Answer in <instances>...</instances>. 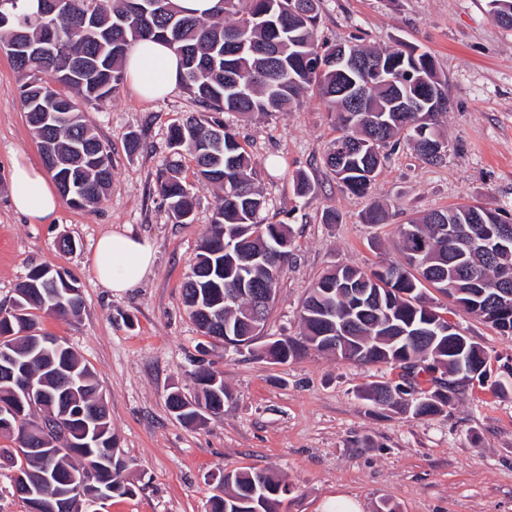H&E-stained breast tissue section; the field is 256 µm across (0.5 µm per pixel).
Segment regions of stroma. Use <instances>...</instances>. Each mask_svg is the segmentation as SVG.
Instances as JSON below:
<instances>
[{"label": "stroma", "mask_w": 512, "mask_h": 512, "mask_svg": "<svg viewBox=\"0 0 512 512\" xmlns=\"http://www.w3.org/2000/svg\"><path fill=\"white\" fill-rule=\"evenodd\" d=\"M318 34L330 43L430 54L450 100L438 117L448 152L431 166L407 144L386 147L382 171L362 197L324 164L337 131L318 96L305 93L292 111L251 121L226 115L254 162L266 198L262 223L288 225L293 236L263 333L237 350L211 344L182 296L217 192L197 182L186 154L190 223H173L154 191L158 170L174 154L170 126L200 110L194 96L179 84L144 101L123 84L110 101L86 106L87 124L111 149V187L98 205L65 202L53 223L32 224L13 210L9 170L16 154L38 165L43 158L19 97L23 77L0 54V308L11 306L36 265L79 285V316L42 315L37 327L78 352L105 397L116 453L128 464L124 477L136 487L134 495L114 496L108 512H211L219 479L243 469L285 477L291 490L279 512H322L336 494L359 512H380L386 502L398 512H512V395L490 390L512 367V336L434 295L491 363L487 383L470 382L450 408L420 418L363 397L370 384L394 378L386 366L313 351L284 364L261 354L268 342L299 335L301 303L324 273L399 259L396 227L408 218L461 203L512 218V30L493 21L485 0H320ZM133 133L141 148L130 155L125 144ZM300 172L315 185L302 197L295 191ZM374 204L385 209L384 223H365ZM329 209L338 223L323 222ZM124 228L149 240L154 263L139 285L116 293L97 283L87 258L100 236ZM64 237L72 249L60 247ZM200 362L223 374L230 396L222 413L186 424L170 412L167 396L175 388L197 396L192 373Z\"/></svg>", "instance_id": "1"}]
</instances>
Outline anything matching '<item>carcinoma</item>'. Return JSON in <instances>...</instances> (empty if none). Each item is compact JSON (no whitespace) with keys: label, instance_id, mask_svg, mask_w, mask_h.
I'll return each mask as SVG.
<instances>
[{"label":"carcinoma","instance_id":"1","mask_svg":"<svg viewBox=\"0 0 512 512\" xmlns=\"http://www.w3.org/2000/svg\"><path fill=\"white\" fill-rule=\"evenodd\" d=\"M156 2L144 15L133 10L130 0H57L54 13L43 17L40 5L29 10L24 0H0V13L8 12L11 19L0 28V46L16 41L51 44V50L18 57L13 65L28 77L20 86V98L39 142H54L57 161L45 165L61 195L77 208L102 201L112 182L111 150L87 126L80 103L101 102L117 92L124 80V59L140 40L163 38L181 56V81L204 111L172 126L169 145L184 148L194 160L197 180L222 192L183 292L202 334L222 337L224 327L236 328L247 304L244 298L224 300L236 280L238 250L264 256L244 275L250 287L274 292L290 250L277 253L273 247L279 238L291 239L292 232L284 225L258 223L265 198L256 185L252 159L220 115L233 112L250 119L288 112L300 104L304 93L316 91L339 132L328 145L324 162L350 192L364 195L380 173L381 148L396 138L407 139L426 163L443 160L448 139L438 115L448 111L449 99L434 98L445 83L427 54L411 48L377 51L348 46L362 66L383 74L362 103L352 104L347 88L364 72H336L338 46L327 45L318 35L320 0H219L217 13L207 19L182 16L174 0ZM486 6L497 24L512 29V0H486ZM232 78L247 82L246 97L227 90ZM48 110L65 112L71 120L58 124L46 116ZM155 191L174 223L190 222L191 185L178 177L177 169L160 171ZM448 225L482 238L495 228L512 226V220L495 210L461 205L398 225L403 261L325 273L302 303L301 337L275 340L263 354L286 363L303 350L325 351L321 336L328 325L318 319L319 309L333 308L336 321L355 319L351 339L339 347L340 358L400 370V381L378 382L366 389L369 401L383 409L409 408L416 417L445 411L457 397L460 368L470 370L469 380L483 382L489 358L432 306L429 289L500 334L512 335V311L496 314L498 297L512 292V281L499 279L503 268L512 269V244L507 250L464 253L438 233ZM329 284L335 291L327 292ZM57 288L67 303L57 316L79 313L83 299L75 281L37 265L16 288L6 316H0V349L22 360L28 381L44 392L18 396L0 386V412L10 422L0 428V437L39 449L20 454L0 448V457L14 470L13 483L25 482L42 501L41 512H54L56 497L73 473L80 476L86 493L108 488L120 496L136 494L123 470L107 461L112 428L93 370L67 344L50 350L73 376L62 399L56 390L58 378L42 370L37 358L41 351L33 349V310L48 311L47 290ZM436 372L442 377H435ZM194 379L201 397L190 401L178 389L167 397L168 408L182 409L176 418L190 424L200 422L197 408L211 409L229 396L224 377L216 370L200 368ZM79 408L101 416L103 430L97 442L85 439L82 419L71 416L65 428L45 431L54 417ZM42 448L49 453L40 452ZM287 492L286 479L268 472L229 473L224 476V496L213 501L212 512H277L280 497Z\"/></svg>","mask_w":512,"mask_h":512}]
</instances>
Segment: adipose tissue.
<instances>
[{"label": "adipose tissue", "mask_w": 512, "mask_h": 512, "mask_svg": "<svg viewBox=\"0 0 512 512\" xmlns=\"http://www.w3.org/2000/svg\"><path fill=\"white\" fill-rule=\"evenodd\" d=\"M180 58L159 41L138 43L124 65V78L136 95L144 99L165 96L179 80ZM14 210L34 224L51 223L61 206L47 171L15 156L10 175ZM154 260L149 241L129 231L101 236L88 264L97 282L114 292L135 287Z\"/></svg>", "instance_id": "adipose-tissue-1"}]
</instances>
